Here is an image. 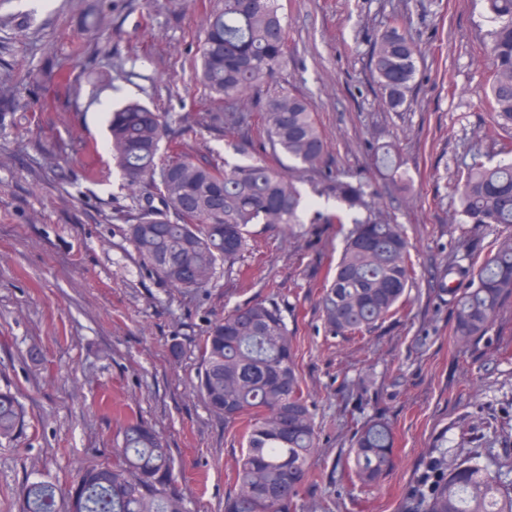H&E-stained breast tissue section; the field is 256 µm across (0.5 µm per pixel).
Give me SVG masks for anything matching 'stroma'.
<instances>
[{
    "instance_id": "obj_1",
    "label": "stroma",
    "mask_w": 512,
    "mask_h": 512,
    "mask_svg": "<svg viewBox=\"0 0 512 512\" xmlns=\"http://www.w3.org/2000/svg\"><path fill=\"white\" fill-rule=\"evenodd\" d=\"M288 67L277 83L310 97L332 171L368 178L411 243L414 279L396 319L365 336L330 335L320 286L343 248L333 224L286 232L258 224L254 255L212 287L181 294L152 278L124 214L148 195L103 149L109 108L131 100L183 117L190 150L240 162L209 129L212 105L189 63L209 0H0V386L25 424L0 443V512H18L37 481L66 493L81 467L112 455L120 426L140 415L175 460L186 512H224L241 438L193 389L197 344L210 320L273 298L296 332L297 362L315 413L316 479L301 512H404L433 448L449 460L478 449L512 478V301L485 336L452 337L441 291L452 265L481 260L505 228L455 221L453 184L470 161L494 159L499 137L486 84L481 0H281ZM405 15L419 57L415 102L392 112L367 67L378 31ZM395 144L409 194L374 166ZM180 354H173V344ZM384 419L394 465L361 486L346 465L357 427Z\"/></svg>"
}]
</instances>
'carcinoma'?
Wrapping results in <instances>:
<instances>
[{
	"instance_id": "carcinoma-1",
	"label": "carcinoma",
	"mask_w": 512,
	"mask_h": 512,
	"mask_svg": "<svg viewBox=\"0 0 512 512\" xmlns=\"http://www.w3.org/2000/svg\"><path fill=\"white\" fill-rule=\"evenodd\" d=\"M205 13L196 65L203 87L219 111L210 129L234 134L245 161L228 165L220 156L182 149L193 134L173 126L170 114L132 100L109 113L108 149L130 185L148 182L127 227L141 266L181 292L213 285L218 267L232 274L251 251L252 227H293L314 202L303 197L281 157L295 174L320 180L315 194L336 199V210L316 212L315 224H352L320 306L327 332L359 336L393 318L413 283L410 243L383 215L371 185L327 171V151L309 100L274 87L288 60V35L280 0H220ZM486 33L485 98L501 131L499 155L512 154V0H483ZM418 48L401 14L373 40L368 66L391 111L414 103ZM474 148L457 185L458 223L512 228V162L488 166ZM381 170L398 169L395 147L378 148ZM466 281L450 288L452 336L467 342L485 335L512 299V234L501 238L479 265L451 266ZM195 389L208 409L238 427L241 455L235 491L224 512H300V495L312 479L316 425L295 359V331L279 303L256 300L209 322L199 346ZM24 426V412L11 387H0V441ZM391 426L377 419L358 430L351 461L363 486L376 484L394 462ZM174 462L161 437L131 416L115 459L84 468L69 496L35 482L22 512H185L173 485ZM407 512H512V480L502 478L474 451L448 463L447 452L426 457L408 497Z\"/></svg>"
}]
</instances>
